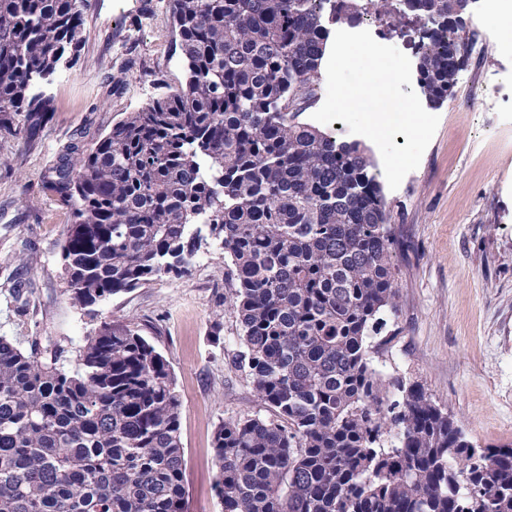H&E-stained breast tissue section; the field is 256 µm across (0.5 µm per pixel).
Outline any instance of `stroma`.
Masks as SVG:
<instances>
[{
  "instance_id": "stroma-1",
  "label": "stroma",
  "mask_w": 512,
  "mask_h": 512,
  "mask_svg": "<svg viewBox=\"0 0 512 512\" xmlns=\"http://www.w3.org/2000/svg\"><path fill=\"white\" fill-rule=\"evenodd\" d=\"M495 0H479L464 40L493 37L469 56L444 103L419 166L398 189L382 186L397 242V310L368 339L384 379L419 383L478 448L512 445V40L491 25ZM81 60L47 93L55 105L30 151L0 138V290L19 269L30 292L0 298V336L22 349H60L66 368L102 321L135 322L171 363L182 402L186 512H222L214 490L216 425L271 418L248 369L231 304L216 306L229 266L216 243L189 275L165 276L113 296L94 311L73 305L61 273L70 222L43 185L56 152L93 144L128 113L183 80L169 0H86ZM25 252L32 265L17 268ZM221 322L220 336L211 326Z\"/></svg>"
}]
</instances>
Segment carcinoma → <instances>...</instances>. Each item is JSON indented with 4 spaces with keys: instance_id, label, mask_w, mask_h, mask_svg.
Wrapping results in <instances>:
<instances>
[{
    "instance_id": "obj_1",
    "label": "carcinoma",
    "mask_w": 512,
    "mask_h": 512,
    "mask_svg": "<svg viewBox=\"0 0 512 512\" xmlns=\"http://www.w3.org/2000/svg\"><path fill=\"white\" fill-rule=\"evenodd\" d=\"M85 0H0V137L32 149L38 91L79 59ZM470 0H398L423 24L417 81L441 105L465 60ZM184 81L62 146L44 185L68 210L69 300L93 307L185 276L204 239L232 265L241 360L274 418L217 425L224 512H512V448L475 449L369 333L396 309L395 237L370 156L298 120L336 0H171ZM397 431L398 443L382 437ZM181 401L138 327L103 322L74 370L0 336V512H184Z\"/></svg>"
}]
</instances>
